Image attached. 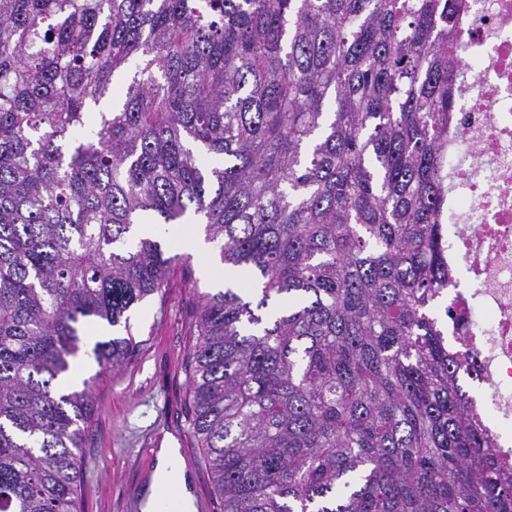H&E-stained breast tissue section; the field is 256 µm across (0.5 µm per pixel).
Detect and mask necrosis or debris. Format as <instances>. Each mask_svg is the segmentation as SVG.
<instances>
[{"instance_id":"necrosis-or-debris-1","label":"necrosis or debris","mask_w":512,"mask_h":512,"mask_svg":"<svg viewBox=\"0 0 512 512\" xmlns=\"http://www.w3.org/2000/svg\"><path fill=\"white\" fill-rule=\"evenodd\" d=\"M462 5L448 261L470 275V288L454 295L470 322L463 343L481 363L494 408L487 429L512 473V0Z\"/></svg>"}]
</instances>
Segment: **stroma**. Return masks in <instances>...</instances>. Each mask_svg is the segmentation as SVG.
<instances>
[{
	"mask_svg": "<svg viewBox=\"0 0 512 512\" xmlns=\"http://www.w3.org/2000/svg\"><path fill=\"white\" fill-rule=\"evenodd\" d=\"M191 264L190 279L171 280L132 312L137 345L121 368L103 373L94 361L85 365L82 378L92 386L93 410L81 450L82 512H141L139 498L155 473L158 445L176 435L183 440L177 462L186 473L195 512L221 510L185 411L194 342L191 312L202 294L215 292L222 282L205 272L199 256L192 255Z\"/></svg>",
	"mask_w": 512,
	"mask_h": 512,
	"instance_id": "obj_1",
	"label": "stroma"
}]
</instances>
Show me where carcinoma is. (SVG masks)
<instances>
[{
  "label": "carcinoma",
  "instance_id": "carcinoma-1",
  "mask_svg": "<svg viewBox=\"0 0 512 512\" xmlns=\"http://www.w3.org/2000/svg\"><path fill=\"white\" fill-rule=\"evenodd\" d=\"M460 14L0 0V512H79L92 399L55 381L82 323L126 362L129 312L192 274L161 244L190 209L224 269L186 410L222 512H512L442 304Z\"/></svg>",
  "mask_w": 512,
  "mask_h": 512
}]
</instances>
